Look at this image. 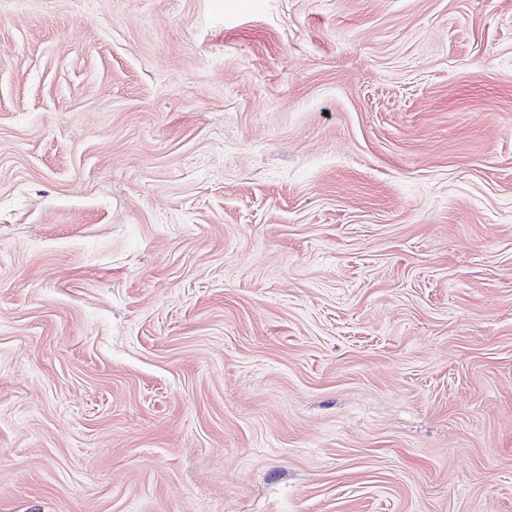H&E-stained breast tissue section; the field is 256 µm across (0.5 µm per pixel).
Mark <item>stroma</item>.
Masks as SVG:
<instances>
[{"mask_svg": "<svg viewBox=\"0 0 512 512\" xmlns=\"http://www.w3.org/2000/svg\"><path fill=\"white\" fill-rule=\"evenodd\" d=\"M0 512H512V0H0Z\"/></svg>", "mask_w": 512, "mask_h": 512, "instance_id": "obj_1", "label": "stroma"}]
</instances>
